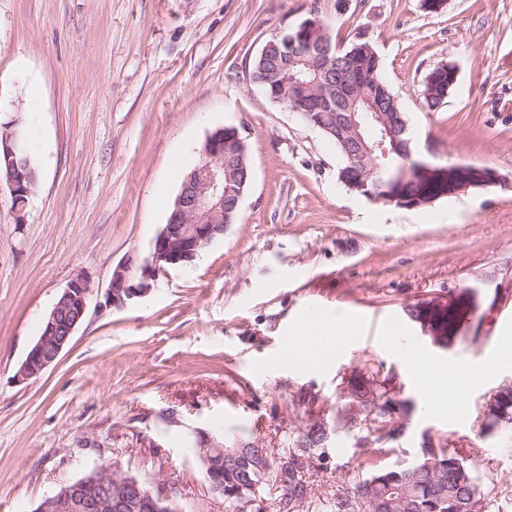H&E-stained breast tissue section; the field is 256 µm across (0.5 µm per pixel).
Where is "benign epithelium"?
<instances>
[{
	"label": "benign epithelium",
	"instance_id": "7a95c632",
	"mask_svg": "<svg viewBox=\"0 0 512 512\" xmlns=\"http://www.w3.org/2000/svg\"><path fill=\"white\" fill-rule=\"evenodd\" d=\"M292 37L311 41L324 39V29L307 21L292 31ZM324 66L318 69L316 78L304 82L299 74L288 72V83L293 86L311 88L319 96L323 106L332 108L336 99L344 96L349 101L358 102L364 98L359 88L352 85L345 77L337 83L322 79L321 73L330 65L327 56H321ZM285 109L301 116L313 128L329 133L339 131L348 136L354 143L355 153L351 162L355 165L376 166V159L392 152L405 153L407 143L400 139V133L393 128L387 115L382 112L373 113V121L380 126L377 139L368 144L364 133L367 125L359 120L358 112L348 107L336 113V126H330L326 113H306L300 104L293 102ZM243 144L241 134L234 127H223L213 131L206 139L201 150V158L191 174L182 183L175 200V213L178 215L177 226L166 224L160 229L153 243L150 257L139 259L129 256L116 266L112 272L109 287L105 292V305L122 308L135 298L143 297L152 289L159 269L165 265L175 266L196 258L199 251L209 246L215 233L223 228H215L224 222V201L229 198L232 207L236 208L242 201L243 194L233 186L230 177L233 163L240 155ZM0 148L6 155L7 168L5 179H0V188L9 190L11 200L15 202V211L21 212L20 202L30 195L36 182V176L28 173L29 163L18 158L19 141L16 132H6ZM456 178L450 186V194L457 196L471 190L500 185L504 179L490 169H482L461 164H453ZM93 288L90 279L78 274L70 280L54 304L48 323L44 325L42 334L31 347L26 358L20 363L15 378L19 382L38 377L52 365L61 351L70 342L77 326L84 320ZM475 299L469 292L453 293L446 299L431 300L420 303V308L428 311L421 320L422 333L430 337L431 343L441 349L446 348L441 336L446 334L443 324L437 321L436 315L447 312L457 316L456 327L472 322L471 310ZM66 317V324L61 326V317ZM105 477L115 481L120 493L111 495V491L103 490L94 500H86L70 491H62L47 499L39 508V512H97L101 501L113 497L114 506L118 510L133 509L135 512H158L159 504L167 503L172 512H177L174 495L161 483L150 489L136 478L128 477L116 469L101 465L92 470L90 478L99 483Z\"/></svg>",
	"mask_w": 512,
	"mask_h": 512
}]
</instances>
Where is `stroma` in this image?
<instances>
[{
	"instance_id": "35a3bbf8",
	"label": "stroma",
	"mask_w": 512,
	"mask_h": 512,
	"mask_svg": "<svg viewBox=\"0 0 512 512\" xmlns=\"http://www.w3.org/2000/svg\"><path fill=\"white\" fill-rule=\"evenodd\" d=\"M318 10L338 46L370 41L402 104L413 152L484 167L504 185L424 208L385 206L337 179L335 146L251 81L265 43ZM457 82L425 106L426 76ZM32 127L37 181L22 215L0 191V512H33L104 464L161 482L183 512H224L187 446L193 430L278 454L315 417L335 421L353 369L393 373L412 412L395 451L356 428L332 432L319 494L353 490L366 457L409 466L424 434L447 437L512 512V433L486 429V401L512 384V0H0V117ZM235 126L252 179L238 223L195 262L163 266L150 294L112 308V271L146 257L175 199V163L194 167L207 135ZM94 294L57 360L15 373L69 281ZM468 289L477 312L442 350L410 304ZM343 313L356 337L321 367L279 345L310 310ZM453 371L500 354L441 418L423 408L403 346ZM448 66L454 68V80L450 85H448V74H444L447 66H443L442 69L439 68L440 66L433 69L425 79L421 95L429 110H436L442 106L446 102L448 93L453 89L446 91L447 86L449 89L456 82L457 70L454 65L448 64Z\"/></svg>"
}]
</instances>
